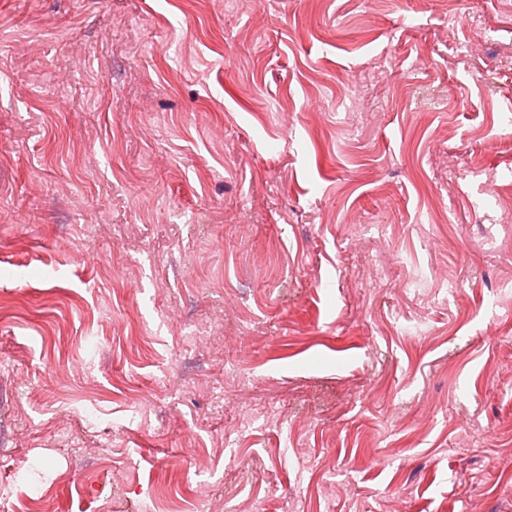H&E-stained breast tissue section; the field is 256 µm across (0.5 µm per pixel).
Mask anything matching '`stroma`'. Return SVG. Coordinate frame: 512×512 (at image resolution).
I'll list each match as a JSON object with an SVG mask.
<instances>
[{
  "instance_id": "35a3bbf8",
  "label": "stroma",
  "mask_w": 512,
  "mask_h": 512,
  "mask_svg": "<svg viewBox=\"0 0 512 512\" xmlns=\"http://www.w3.org/2000/svg\"><path fill=\"white\" fill-rule=\"evenodd\" d=\"M0 512H512V0H0Z\"/></svg>"
}]
</instances>
